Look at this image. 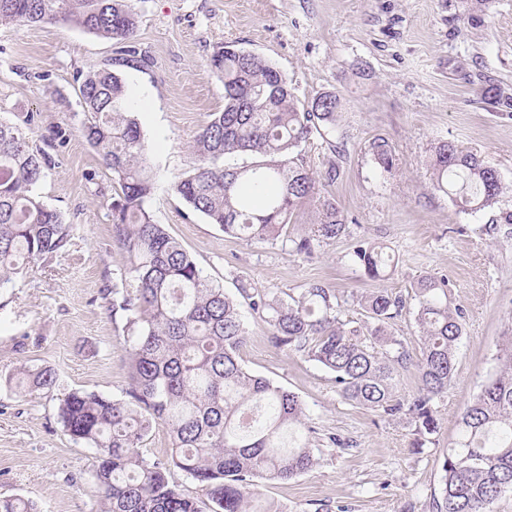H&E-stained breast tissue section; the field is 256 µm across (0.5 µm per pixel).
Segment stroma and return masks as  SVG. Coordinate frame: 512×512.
<instances>
[{"label": "stroma", "instance_id": "1", "mask_svg": "<svg viewBox=\"0 0 512 512\" xmlns=\"http://www.w3.org/2000/svg\"><path fill=\"white\" fill-rule=\"evenodd\" d=\"M138 16L146 63L121 71L157 173L151 209L211 285L238 297L241 287L298 296L312 281L336 292L338 317L367 328L360 305L374 283L353 262L357 241L384 244L395 265L382 286L400 295L388 330L410 354L393 397L418 391L421 356L413 282L431 274L453 285L464 331L447 393L434 401L439 426L414 449L406 413L389 416L344 399L332 373L277 347L271 328L242 307L247 339L239 360L250 374L296 394L305 406L318 463L255 491L280 512H432L444 457L458 420L499 370L500 338L512 327V118L485 100L483 88L512 93V0H492L484 25L462 19L461 0H127ZM252 52L288 80L298 106L326 91L341 101L338 128L301 147L308 167L337 170L327 191L344 214L345 236L296 253L292 239L315 223L307 204L274 241L247 243L216 225L170 189L197 165L191 142L224 108V84L210 60L222 47ZM114 43L74 26L0 23V121L27 128L34 142L53 136L56 165L37 192L76 225L51 267L26 268L0 286V496H20L38 512H99L92 494L96 450L74 440L58 414L72 392L126 399L130 353L101 290L126 258L112 241V173L81 135L86 114L77 73L114 57ZM393 157L385 171L371 146ZM451 140L496 167L510 191L494 208L459 211L434 190L426 157ZM51 368L52 389L27 392L20 371Z\"/></svg>", "mask_w": 512, "mask_h": 512}]
</instances>
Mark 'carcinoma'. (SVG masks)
Returning a JSON list of instances; mask_svg holds the SVG:
<instances>
[{"label":"carcinoma","mask_w":512,"mask_h":512,"mask_svg":"<svg viewBox=\"0 0 512 512\" xmlns=\"http://www.w3.org/2000/svg\"><path fill=\"white\" fill-rule=\"evenodd\" d=\"M489 0H466L464 17L484 21ZM0 22L65 23L113 41L119 53L105 67L77 74L87 121L81 132L95 148L118 189L110 204L112 238L126 255L120 278L105 285L112 318L125 321L131 343L130 400L73 392L59 417L76 441L96 448L94 478L101 512H277L257 499V479L288 480L317 461L306 436L305 408L295 394L248 373L238 360L246 331L239 303L211 285L182 245L154 220L150 202L156 181L141 124L129 111L119 68L143 61L136 47L137 14L125 0H0ZM211 66L224 83V110L193 139V171L170 189L225 234L243 241L278 238L294 212L314 199L319 220L292 239L298 254L347 230L335 198L324 193L336 180L305 165L299 147L314 133L336 129L339 98L317 96L299 108L282 73L256 54L225 48ZM389 170L388 144L373 143ZM245 154L254 161L227 166ZM53 156L32 144L29 133L0 121V285L30 265L48 266L77 227L45 205L38 183ZM427 168L436 191L464 212L494 207L506 190L498 169L453 141L431 150ZM352 258L372 280L388 275L394 259L375 241L360 240ZM421 356L418 393L408 412L412 447L423 448L438 429L433 401L448 390L463 335V311L453 304L447 280L427 274L413 282ZM250 310L266 319L276 345L294 349L334 374L341 395L393 415L395 366L410 360L387 320L403 309L400 296L376 288L361 298L371 320L366 337L339 322L335 290L309 283L286 301L266 291L240 288ZM501 368L473 397L458 423L456 445L444 457L442 488L433 512H492L512 488V329L501 337ZM47 367L23 373L20 386L49 389ZM172 441L166 461L148 462L139 445L156 424ZM176 467L205 491L208 504L180 493L168 472ZM0 512H32L19 496L0 497Z\"/></svg>","instance_id":"1"}]
</instances>
